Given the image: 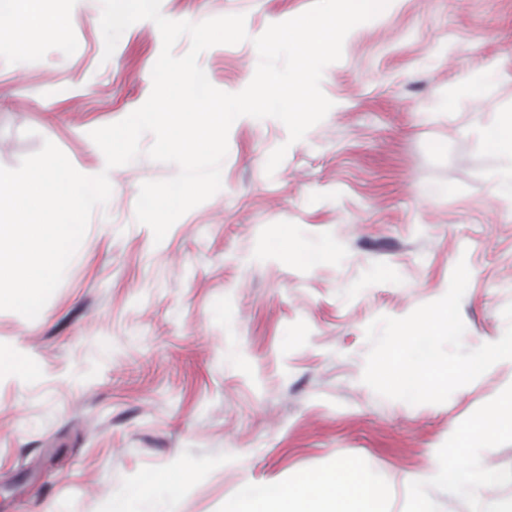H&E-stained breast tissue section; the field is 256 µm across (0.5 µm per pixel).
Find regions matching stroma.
<instances>
[{"label":"stroma","mask_w":512,"mask_h":512,"mask_svg":"<svg viewBox=\"0 0 512 512\" xmlns=\"http://www.w3.org/2000/svg\"><path fill=\"white\" fill-rule=\"evenodd\" d=\"M312 0H161L171 20L241 14L247 40L199 57L228 93L254 76V38ZM65 36L0 53V166L51 140L82 173L92 130L143 105L162 50L142 20L104 57L102 0H57ZM333 103L289 142L277 119L231 126L220 190L162 242L135 219L140 186L177 174L147 157L110 170L63 280L36 319L0 311V512H224L248 490L354 462L379 512H512V435L480 451L496 473L462 496L427 480L455 429L512 389L495 363L442 404L362 380L366 327L441 298L458 261L472 350L499 340L512 303V202L488 127L512 114V0H397L353 28L325 68ZM287 145L266 173L269 155ZM287 232V250L269 240ZM186 468L194 481L151 477Z\"/></svg>","instance_id":"1"}]
</instances>
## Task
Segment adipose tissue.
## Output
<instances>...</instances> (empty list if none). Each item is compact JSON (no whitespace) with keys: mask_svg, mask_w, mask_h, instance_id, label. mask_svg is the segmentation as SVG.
I'll use <instances>...</instances> for the list:
<instances>
[{"mask_svg":"<svg viewBox=\"0 0 512 512\" xmlns=\"http://www.w3.org/2000/svg\"><path fill=\"white\" fill-rule=\"evenodd\" d=\"M9 31L8 44L16 57H24L38 40L63 35L67 22L61 14L43 9L42 0H0V27ZM501 417L474 423L458 431L452 443L440 453L435 477L447 480L458 493L471 495L495 479L490 470L480 466L477 451L502 429L512 428V390L497 400ZM359 498L366 512L375 508V492L359 484L354 470L345 464L317 479L300 477L293 485H269L245 493L224 506V512H288L289 503H297V512H308L309 505L323 501L344 508L345 495Z\"/></svg>","mask_w":512,"mask_h":512,"instance_id":"1","label":"adipose tissue"}]
</instances>
